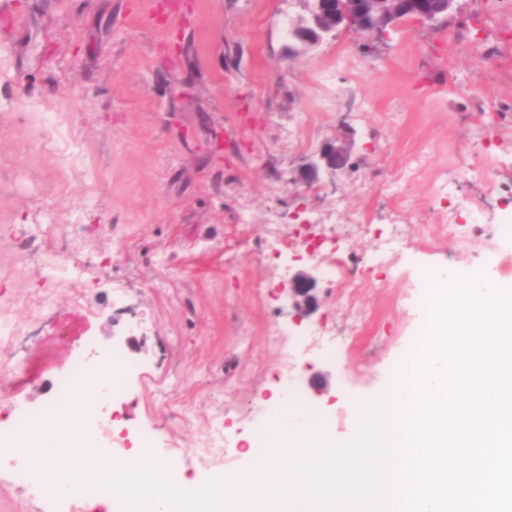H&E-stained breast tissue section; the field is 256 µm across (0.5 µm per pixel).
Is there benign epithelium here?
<instances>
[{"instance_id": "obj_1", "label": "benign epithelium", "mask_w": 512, "mask_h": 512, "mask_svg": "<svg viewBox=\"0 0 512 512\" xmlns=\"http://www.w3.org/2000/svg\"><path fill=\"white\" fill-rule=\"evenodd\" d=\"M309 17H300L288 22V49L310 52L318 47L328 35L341 27L355 30L368 37L383 36L396 26L392 21L394 8L399 0H337L336 10L326 11L324 0H306ZM411 14L421 21L437 22L448 16L456 0H410ZM354 139H336L326 143L306 162L300 179L313 183L322 173L334 177L351 164ZM313 276L300 273L292 279L288 295L298 311L308 312L314 303L311 295Z\"/></svg>"}]
</instances>
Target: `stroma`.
<instances>
[{"mask_svg": "<svg viewBox=\"0 0 512 512\" xmlns=\"http://www.w3.org/2000/svg\"><path fill=\"white\" fill-rule=\"evenodd\" d=\"M302 10L301 0H0L10 75L0 84V317L26 329L21 343L0 339V360L26 366L0 376V432L18 409L61 401L56 379L85 342L117 343L132 371L96 437L122 434L134 449L149 431L177 479L206 483L226 469L200 462L216 436L230 440L237 471L276 424L279 344L294 349L303 410L346 437L420 332L423 269L512 270V5L459 0L440 22L391 29L378 52L342 29L292 58L283 24ZM321 71L336 78L326 102ZM32 103L62 109L84 160L56 169L34 150ZM344 133L352 167L313 189L296 181ZM489 176L499 186L490 200ZM392 183L405 206L387 194ZM483 207L492 240L442 233L444 217ZM348 209L371 226L352 238L356 254H378L399 233L392 264L361 266L352 299L319 280V257L252 249L296 230L316 238ZM300 272L317 277L305 316L286 291ZM313 331L335 340L333 356L312 345Z\"/></svg>", "mask_w": 512, "mask_h": 512, "instance_id": "35a3bbf8", "label": "stroma"}]
</instances>
